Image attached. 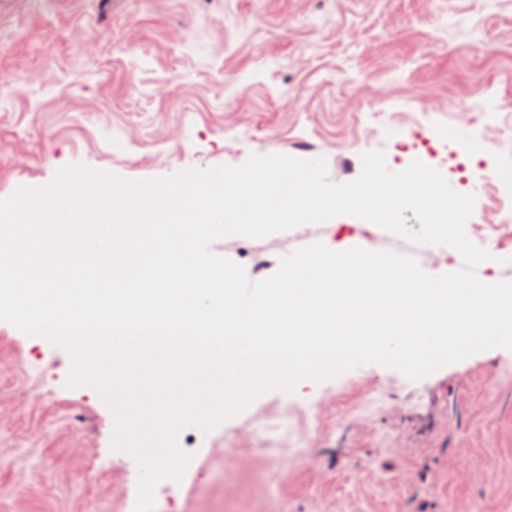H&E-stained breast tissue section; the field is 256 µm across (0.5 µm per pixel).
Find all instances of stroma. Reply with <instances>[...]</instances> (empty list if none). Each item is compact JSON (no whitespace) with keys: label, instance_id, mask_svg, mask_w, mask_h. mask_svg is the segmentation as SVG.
Segmentation results:
<instances>
[{"label":"stroma","instance_id":"stroma-1","mask_svg":"<svg viewBox=\"0 0 512 512\" xmlns=\"http://www.w3.org/2000/svg\"><path fill=\"white\" fill-rule=\"evenodd\" d=\"M373 150L480 196L475 274L512 282L497 184L467 179L512 176V0H0V199L72 164L142 180L253 153L322 157L346 183ZM315 242L465 266L352 215L211 249L256 282ZM71 363L0 322V512H128L139 467ZM178 444L192 459L152 512H512V351L416 382L376 364L305 380Z\"/></svg>","mask_w":512,"mask_h":512}]
</instances>
